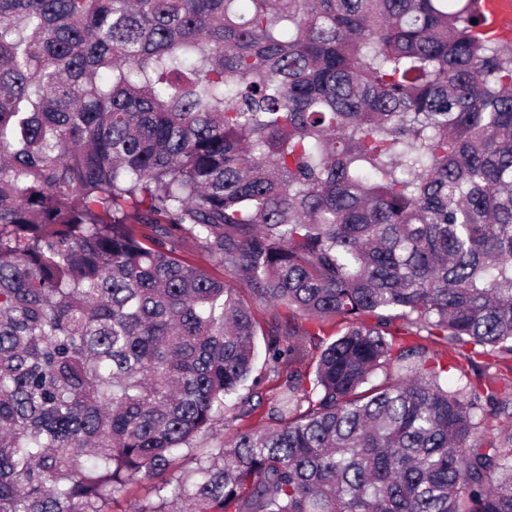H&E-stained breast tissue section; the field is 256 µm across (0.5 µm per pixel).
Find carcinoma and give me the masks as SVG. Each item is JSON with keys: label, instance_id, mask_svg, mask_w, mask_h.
Wrapping results in <instances>:
<instances>
[{"label": "carcinoma", "instance_id": "cac0c4a2", "mask_svg": "<svg viewBox=\"0 0 512 512\" xmlns=\"http://www.w3.org/2000/svg\"><path fill=\"white\" fill-rule=\"evenodd\" d=\"M476 2L0 0V512L153 479L134 512H512V383L471 374L512 360V45ZM268 422L267 414L262 407L256 410L253 415L236 421L231 427L217 426L213 429L208 440H206L204 443H206L208 446L217 445L224 441L226 437L236 433L237 431H246Z\"/></svg>", "mask_w": 512, "mask_h": 512}]
</instances>
